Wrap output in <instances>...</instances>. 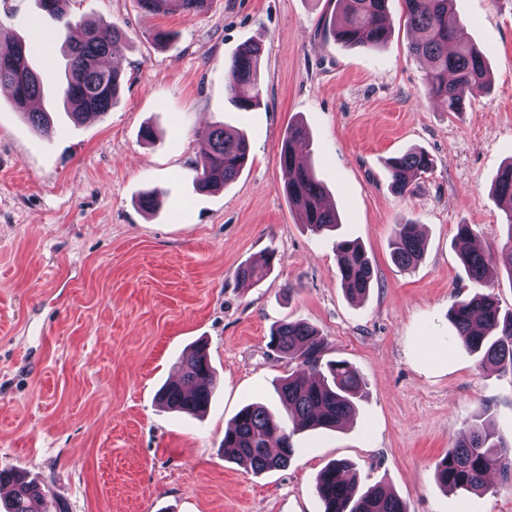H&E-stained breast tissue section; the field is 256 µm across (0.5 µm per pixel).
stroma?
<instances>
[{
	"instance_id": "stroma-1",
	"label": "stroma",
	"mask_w": 512,
	"mask_h": 512,
	"mask_svg": "<svg viewBox=\"0 0 512 512\" xmlns=\"http://www.w3.org/2000/svg\"><path fill=\"white\" fill-rule=\"evenodd\" d=\"M336 0H212L204 13L144 12L137 0H73L72 13L121 27L122 88L106 115L77 123L58 100L62 41L37 0H0V22L32 47L47 77L44 137L0 92V469L20 470L50 512H323L320 470L349 461L360 487H389L408 512H512V489L461 495L435 461L475 415L512 440V379L481 370L456 342L455 300L476 292L455 248L472 225L495 254L507 239L493 193L512 160V0H451L483 52L490 89L454 114L428 96V64L412 55L402 0L379 48H350L328 31ZM170 32L156 45V29ZM262 47L263 97L250 111L224 97V63ZM326 185L336 231L315 236L282 192L279 155L290 122ZM244 130L240 176L196 191L200 135ZM153 126L154 142L140 137ZM427 151L434 168L413 194L391 188L389 158ZM152 189L162 206L142 209ZM419 224L423 260L389 255L395 224ZM362 244L375 282L348 299L335 243ZM273 251L260 284L238 265ZM325 339V356L352 363L367 387L342 428L301 432L288 467L253 473L225 462L224 429L246 404L284 409L274 379L295 365L270 344L279 321ZM206 342L218 382L207 413L163 409L159 388Z\"/></svg>"
}]
</instances>
